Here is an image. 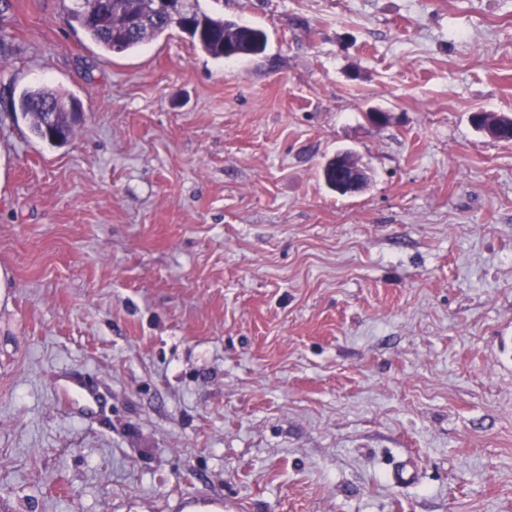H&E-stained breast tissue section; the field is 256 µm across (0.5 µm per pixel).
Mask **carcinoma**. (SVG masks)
Instances as JSON below:
<instances>
[{"instance_id":"1","label":"carcinoma","mask_w":512,"mask_h":512,"mask_svg":"<svg viewBox=\"0 0 512 512\" xmlns=\"http://www.w3.org/2000/svg\"><path fill=\"white\" fill-rule=\"evenodd\" d=\"M194 12L193 19L186 25H175L156 15L153 0H138L136 11L141 17L140 25L132 29L128 26L127 14L121 6L112 9V24L103 30L94 25L86 15V9L80 7L73 11V25L81 28L84 33L99 47L109 54L130 53L149 40L178 29L188 34L197 47L214 59H228L241 56H259L267 48V33L258 27L241 25L212 16L198 6V0H190ZM16 111L27 120L32 135L41 142L51 145L43 125L46 118H51L55 127L68 131L73 135L75 113L73 104L67 101V95L60 90L38 88L25 90L21 93ZM357 170L359 166L348 152H340L326 161L323 166L325 183L336 193L346 195L349 185L345 180L336 179V168Z\"/></svg>"}]
</instances>
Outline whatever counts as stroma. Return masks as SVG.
Segmentation results:
<instances>
[{"instance_id": "1", "label": "stroma", "mask_w": 512, "mask_h": 512, "mask_svg": "<svg viewBox=\"0 0 512 512\" xmlns=\"http://www.w3.org/2000/svg\"><path fill=\"white\" fill-rule=\"evenodd\" d=\"M77 5L0 10V512H512V0H199L224 61ZM138 0L132 2L141 23L136 29L128 26L125 9L117 5L112 8V24L108 29H100L86 15L85 8H78L71 14L73 26L81 28L99 47L109 54H126L134 51L145 42L153 40L173 29L188 34L197 47L213 59H228L241 56H259L267 48V33L258 27L241 25L212 16L198 6V0H188L194 12L193 19L186 25H175L158 17V14L176 23L186 15L187 0ZM155 7V8H154ZM118 47V51H115ZM69 102L70 104L67 101V95L60 90L46 88L24 90L19 97L15 112H19L22 118L27 120L32 135L39 141L60 145L67 142L74 132V104ZM47 117L52 119L55 127L68 131L67 140L56 142L46 135L43 125ZM340 160L339 168L346 170H362L353 156L348 152L337 153L335 157L326 161L323 166V178L325 183L336 193L346 195L349 193V185L346 180L336 179V161ZM363 171V170H362ZM79 395L83 405L79 407V411L82 413H88L93 410L94 406L97 405L99 397L97 393L86 387L81 382L72 380L71 383H66L61 387L60 398L63 405L69 402L72 406L74 404V396Z\"/></svg>"}]
</instances>
